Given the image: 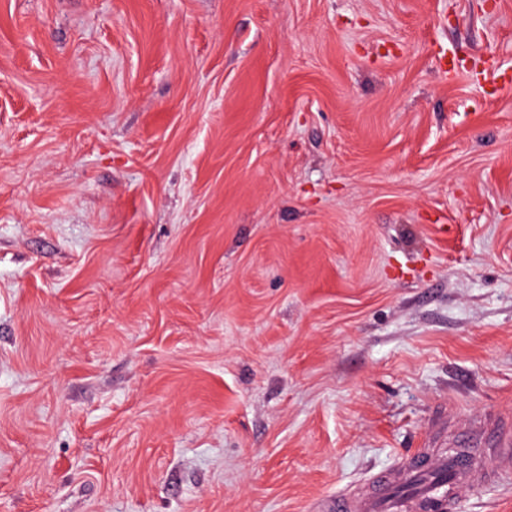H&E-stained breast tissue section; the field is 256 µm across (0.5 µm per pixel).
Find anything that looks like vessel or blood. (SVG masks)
<instances>
[{
  "label": "vessel or blood",
  "instance_id": "vessel-or-blood-1",
  "mask_svg": "<svg viewBox=\"0 0 512 512\" xmlns=\"http://www.w3.org/2000/svg\"><path fill=\"white\" fill-rule=\"evenodd\" d=\"M457 451L449 456L413 460L405 468L404 482L415 492L404 496L391 490L398 476L380 474L373 491L359 500L331 499L326 512H449L462 484L481 486L506 477L505 461L512 457V428H478L461 436Z\"/></svg>",
  "mask_w": 512,
  "mask_h": 512
}]
</instances>
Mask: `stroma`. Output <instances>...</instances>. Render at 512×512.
Instances as JSON below:
<instances>
[{"instance_id": "obj_1", "label": "stroma", "mask_w": 512, "mask_h": 512, "mask_svg": "<svg viewBox=\"0 0 512 512\" xmlns=\"http://www.w3.org/2000/svg\"><path fill=\"white\" fill-rule=\"evenodd\" d=\"M490 60L512 0H0V512H315L512 418Z\"/></svg>"}]
</instances>
